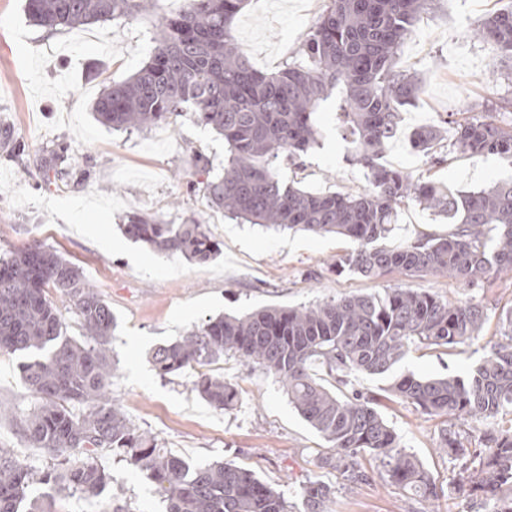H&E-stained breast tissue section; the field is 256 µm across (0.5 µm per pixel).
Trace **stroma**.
<instances>
[{"mask_svg": "<svg viewBox=\"0 0 512 512\" xmlns=\"http://www.w3.org/2000/svg\"><path fill=\"white\" fill-rule=\"evenodd\" d=\"M25 0H0V123L14 127L26 146L22 160L0 153V256L39 243L79 266L85 279L111 306L115 327L107 344L115 365L111 398L140 430L155 436L195 466L228 461L252 470L300 507L308 478L335 483L319 470L326 442L288 402L281 383L239 358L227 355L214 373L241 392L231 411L214 409L193 389L194 373L160 377L150 359L162 345L181 339L205 320L276 305L313 306L386 288H413L453 302L479 305L486 321L479 335L461 348L411 352L395 374L464 376L500 341L501 320L512 311V272H497L488 282L466 286L441 276L393 273L365 279L331 271L351 251L349 240L305 231H276L240 224L189 192L200 175L190 164L201 152L212 172L224 168V141L209 127L183 116L138 131L101 125L92 111L110 81L134 74L155 46L151 21L98 23L88 30H49L30 23ZM327 6V0H247L232 30L254 68L264 73L299 59L302 38ZM490 11L480 0H433L403 42L398 66L422 81L415 102L402 111L401 131L381 162L413 176L458 191H473L512 178V166L494 155L451 153L445 165L429 167L409 141L420 127L443 125L453 141L456 123L489 117V101L512 97V62L492 64L489 45L473 34L477 19ZM501 126L510 114H494ZM319 144L294 165L279 158L284 181L314 193L357 195L366 189V172L348 160L350 149L336 127V102L327 100L317 115ZM66 149L68 176L45 182L40 160ZM153 213L169 224L197 220L207 225L221 251L197 264L179 255L154 252L127 237L121 226L132 213ZM447 216L415 204L399 208L387 244L396 247L423 233H447ZM18 356L0 353V446L39 470L51 456L21 438L14 414L31 406ZM382 416L401 444L431 474L438 497L425 502L390 486L369 454L359 463L367 482L337 485L330 512H484L478 497L455 491L456 470L439 447L445 421L423 415L398 399L382 400ZM111 475L107 488L88 495L34 485L31 497L54 495L55 512H166L155 483L116 455H104Z\"/></svg>", "mask_w": 512, "mask_h": 512, "instance_id": "1", "label": "stroma"}]
</instances>
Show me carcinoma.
<instances>
[{"mask_svg":"<svg viewBox=\"0 0 512 512\" xmlns=\"http://www.w3.org/2000/svg\"><path fill=\"white\" fill-rule=\"evenodd\" d=\"M246 0H188L176 15L158 20L156 46L132 76L111 82L93 111L113 129H145L191 114L194 122L224 137L228 158L222 173L201 183L209 206L250 224L302 230L349 239L354 248L334 263L373 279L398 271L443 275L464 285L512 272V179L454 193L433 181L379 163L395 136L402 107L419 92L418 79L398 70L399 46L428 8L429 0H330L305 34V61L266 74L255 70L235 42L231 27ZM155 0H25L34 24L71 29L98 22L137 19ZM474 34L494 53L512 58V7L476 23ZM336 96L351 161L361 165L368 188L357 196L315 194L280 179L274 160L308 152L316 143L315 114ZM413 148L432 166L448 162L441 128L412 134ZM454 150L496 155L512 164V126L473 119L457 124ZM0 151L19 158L25 145L0 124ZM64 152L44 158L45 181L63 174ZM415 202L453 218L446 234H425L403 246L386 244L397 209ZM124 233L162 254L204 264L220 251L206 225L167 224L133 213ZM74 302L86 331L80 343L63 335V319L50 298ZM482 308L454 303L412 288H388L315 306L266 307L242 316L211 318L187 336L158 347L156 372L192 370L194 389L220 411L239 403L236 385L204 371L226 354L275 376L289 403L328 443L322 469L353 487L368 480L357 457L369 453L395 488L426 500L436 486L420 460L378 412L377 398L343 390L350 376L385 375L411 351L454 347L478 335ZM507 342L497 344L468 377L393 379L385 392L430 417L495 421L512 415V311L502 319ZM112 308L78 266L55 251L30 246L0 258V351L24 357L20 368L33 405L15 416L18 430L54 456L39 471L0 447V512H54L51 495L29 498L33 484L97 494L110 483L98 460L117 451L165 496L167 512H292L283 495L251 471L227 462L203 467L158 445L139 430L109 395L114 368L108 335ZM338 379L330 388L316 370ZM441 448L458 463L457 485L488 505L512 512V426L494 429L473 444L463 429L441 431ZM335 490L320 478L301 489L304 512H330Z\"/></svg>","mask_w":512,"mask_h":512,"instance_id":"carcinoma-1","label":"carcinoma"}]
</instances>
